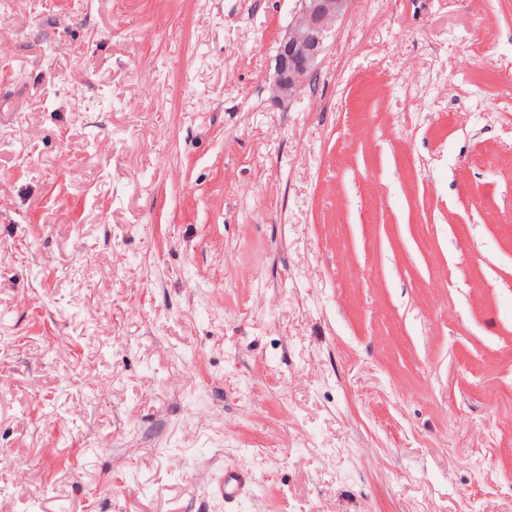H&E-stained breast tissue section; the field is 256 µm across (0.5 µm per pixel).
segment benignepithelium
<instances>
[{
  "mask_svg": "<svg viewBox=\"0 0 512 512\" xmlns=\"http://www.w3.org/2000/svg\"><path fill=\"white\" fill-rule=\"evenodd\" d=\"M297 3L275 57L273 98L282 104L292 102L310 87L329 34L345 15L349 0H297Z\"/></svg>",
  "mask_w": 512,
  "mask_h": 512,
  "instance_id": "1",
  "label": "benign epithelium"
}]
</instances>
